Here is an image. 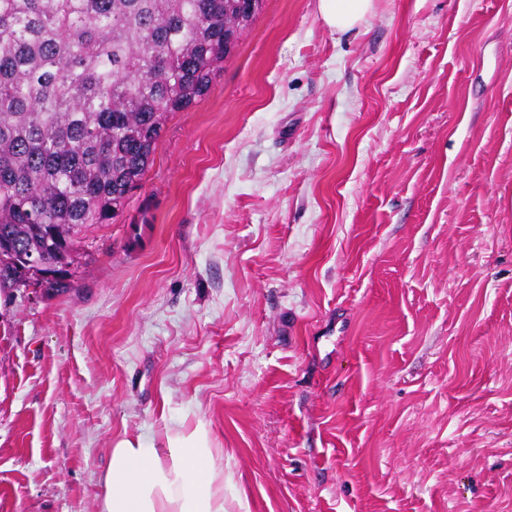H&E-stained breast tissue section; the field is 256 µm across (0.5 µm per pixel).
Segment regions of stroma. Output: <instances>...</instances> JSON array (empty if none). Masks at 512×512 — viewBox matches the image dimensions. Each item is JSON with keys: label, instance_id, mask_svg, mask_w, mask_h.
Masks as SVG:
<instances>
[{"label": "stroma", "instance_id": "35a3bbf8", "mask_svg": "<svg viewBox=\"0 0 512 512\" xmlns=\"http://www.w3.org/2000/svg\"><path fill=\"white\" fill-rule=\"evenodd\" d=\"M73 269L0 295V512L185 419L246 512H512V0H265ZM373 0H318V11L331 32H345L358 25L371 11Z\"/></svg>", "mask_w": 512, "mask_h": 512}]
</instances>
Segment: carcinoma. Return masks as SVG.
<instances>
[{"label": "carcinoma", "mask_w": 512, "mask_h": 512, "mask_svg": "<svg viewBox=\"0 0 512 512\" xmlns=\"http://www.w3.org/2000/svg\"><path fill=\"white\" fill-rule=\"evenodd\" d=\"M239 0H0V239L18 251L107 224L169 114L209 90ZM31 278L0 259V291Z\"/></svg>", "instance_id": "1"}]
</instances>
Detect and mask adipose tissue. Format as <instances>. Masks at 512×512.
<instances>
[{"instance_id":"obj_1","label":"adipose tissue","mask_w":512,"mask_h":512,"mask_svg":"<svg viewBox=\"0 0 512 512\" xmlns=\"http://www.w3.org/2000/svg\"><path fill=\"white\" fill-rule=\"evenodd\" d=\"M373 0H318L330 31L345 32L371 11ZM224 453L203 421L158 435H122L101 478V512H228Z\"/></svg>"}]
</instances>
